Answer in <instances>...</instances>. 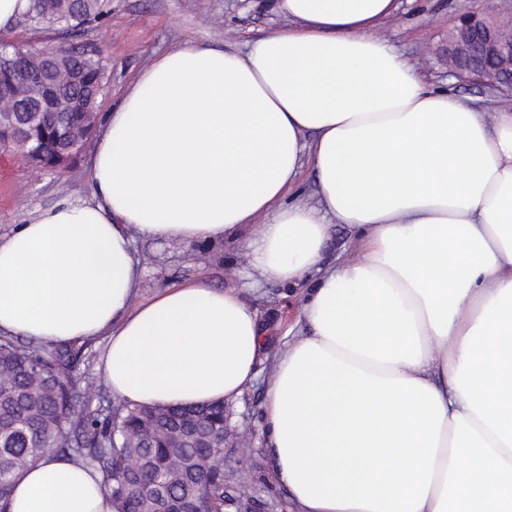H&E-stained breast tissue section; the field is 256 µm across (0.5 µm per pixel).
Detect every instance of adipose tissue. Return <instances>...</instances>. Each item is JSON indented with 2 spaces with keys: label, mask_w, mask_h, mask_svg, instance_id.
Masks as SVG:
<instances>
[{
  "label": "adipose tissue",
  "mask_w": 512,
  "mask_h": 512,
  "mask_svg": "<svg viewBox=\"0 0 512 512\" xmlns=\"http://www.w3.org/2000/svg\"><path fill=\"white\" fill-rule=\"evenodd\" d=\"M247 51L183 42L103 116L84 197L0 236V331L106 337L113 398L195 407L257 378L256 299L196 278L138 300L134 237L242 244L307 287L263 405L292 512H512V112L429 88L376 30L395 0H277ZM318 204L287 203L304 170ZM349 251L321 268L332 223ZM315 279H308V272ZM10 512H118L57 458Z\"/></svg>",
  "instance_id": "1"
}]
</instances>
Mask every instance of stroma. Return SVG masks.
I'll return each mask as SVG.
<instances>
[{"label": "stroma", "mask_w": 512, "mask_h": 512, "mask_svg": "<svg viewBox=\"0 0 512 512\" xmlns=\"http://www.w3.org/2000/svg\"><path fill=\"white\" fill-rule=\"evenodd\" d=\"M398 10L381 30L382 36L416 65L429 87H451L479 110L512 112V93L485 84L449 78L442 50L449 21L464 15H488L498 24L512 26V0H398ZM112 12L100 26L78 36L43 23L18 21L0 31V43L37 48L77 45L91 49L106 68L101 110L117 103L135 75L155 57L190 40L204 46L221 42L247 50L253 39L288 25L272 0H111ZM88 151H81L65 171L33 177L22 156L0 148V234L26 214L54 204L59 198H78L88 191ZM133 246L143 267L140 299L201 276L216 288L235 285L255 288L266 327L268 351H275L293 326L303 298V285L288 286L260 280L244 251L235 244H158L135 239ZM266 375H259L239 401L226 404L224 415L231 435L225 471L253 481L258 502L287 499L285 489L253 479L241 470L237 451L249 449L260 464H267L262 405Z\"/></svg>", "instance_id": "stroma-1"}]
</instances>
